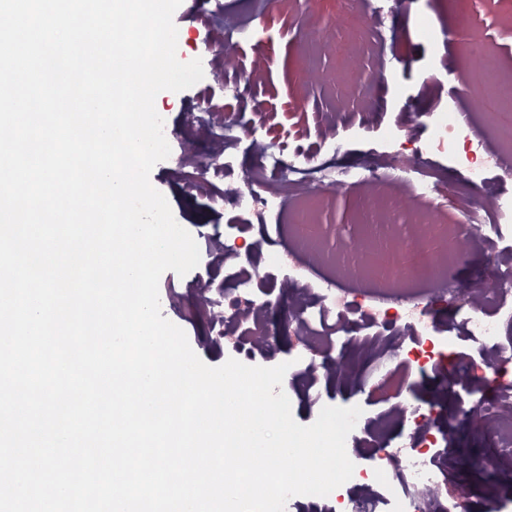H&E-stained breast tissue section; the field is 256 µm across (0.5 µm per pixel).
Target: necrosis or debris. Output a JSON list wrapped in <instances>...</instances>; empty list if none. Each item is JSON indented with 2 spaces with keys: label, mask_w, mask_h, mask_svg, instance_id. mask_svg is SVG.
<instances>
[{
  "label": "necrosis or debris",
  "mask_w": 512,
  "mask_h": 512,
  "mask_svg": "<svg viewBox=\"0 0 512 512\" xmlns=\"http://www.w3.org/2000/svg\"><path fill=\"white\" fill-rule=\"evenodd\" d=\"M455 58L485 82L471 108L434 115L421 145L410 135L419 114L399 113L374 161L323 174L318 191L313 154L286 156L265 140L254 143L258 167L236 168L233 150L247 129L226 113L213 116L223 130L215 143L229 186L213 185L206 160L197 186L232 214L238 241L224 246V309L212 313V331L248 365L272 350L269 305L254 287V257L268 239L252 230L273 224L275 235L290 242L284 286L294 310L286 330L301 358V396L321 405L323 377L336 370L339 355L360 350L371 361V392L386 404L375 417L360 416L347 437L367 461L347 487L291 497L285 512H462L467 493L449 486L438 455L448 439L446 414L403 397L413 377L430 368L466 383L476 397L480 437L497 449L477 468L512 470V193L502 189L512 180V70L479 40L465 43ZM433 151L446 153L467 185L453 201L461 215L454 224L437 206L447 182L426 160ZM339 180L366 193L351 239L338 245L314 214ZM472 236L496 265L489 274L473 266L466 277H452L461 264L459 245ZM247 239L250 250L240 251ZM465 346L475 352L463 358ZM329 349L335 359L326 357ZM490 365L500 374L492 384L485 380Z\"/></svg>",
  "instance_id": "necrosis-or-debris-1"
}]
</instances>
